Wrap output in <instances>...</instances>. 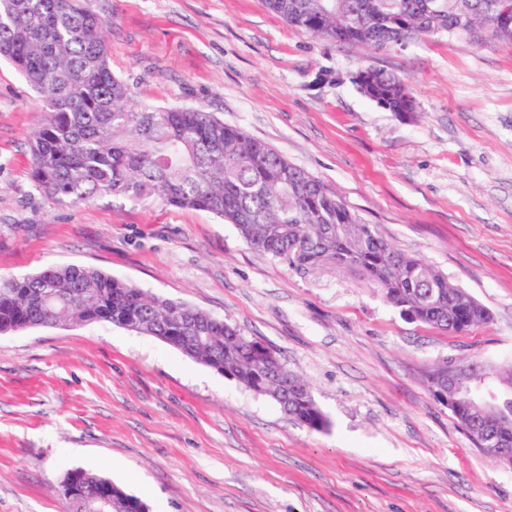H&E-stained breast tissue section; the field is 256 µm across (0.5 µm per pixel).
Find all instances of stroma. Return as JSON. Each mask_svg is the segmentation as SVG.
<instances>
[{
  "mask_svg": "<svg viewBox=\"0 0 512 512\" xmlns=\"http://www.w3.org/2000/svg\"><path fill=\"white\" fill-rule=\"evenodd\" d=\"M138 108L205 107L321 180L399 250L490 312L446 333L327 263L249 248L157 199L57 204L35 189L41 98L0 60V278L101 270L237 325L309 386L315 431L156 337L108 323L0 334V512H64L83 469L150 512H512V467L428 389L443 361L512 364V48L437 35L375 50L298 32L265 0H83ZM365 68L418 104L364 97ZM372 88L373 92L370 94L361 90L360 92L382 109L388 112L407 113L412 117L418 112L414 97L396 77L375 69Z\"/></svg>",
  "mask_w": 512,
  "mask_h": 512,
  "instance_id": "obj_1",
  "label": "stroma"
}]
</instances>
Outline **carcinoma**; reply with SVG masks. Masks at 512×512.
Instances as JSON below:
<instances>
[{"mask_svg": "<svg viewBox=\"0 0 512 512\" xmlns=\"http://www.w3.org/2000/svg\"><path fill=\"white\" fill-rule=\"evenodd\" d=\"M512 0H265L297 31L377 50L422 36L465 35L512 47ZM105 22L78 0H0V58L42 98L43 118L30 142L35 187L75 206L112 195L133 203L156 198L175 208L212 213L236 226L252 249L300 270L326 262L356 272L385 291L412 321L462 332L485 323L488 310L420 258L388 244L304 169L202 107L138 110L112 74ZM379 107L410 116L417 104L396 77L377 70ZM69 322L109 323L154 336L256 394L274 400L313 430L328 425L308 385L279 358L258 355L261 342L209 313L149 294L98 269L51 266L0 280V334ZM445 361L427 372L428 387L474 446L484 426L512 445V366L458 365L468 388L489 375L499 389L490 409L448 389ZM65 512H149L108 478L79 470Z\"/></svg>", "mask_w": 512, "mask_h": 512, "instance_id": "obj_1", "label": "carcinoma"}]
</instances>
